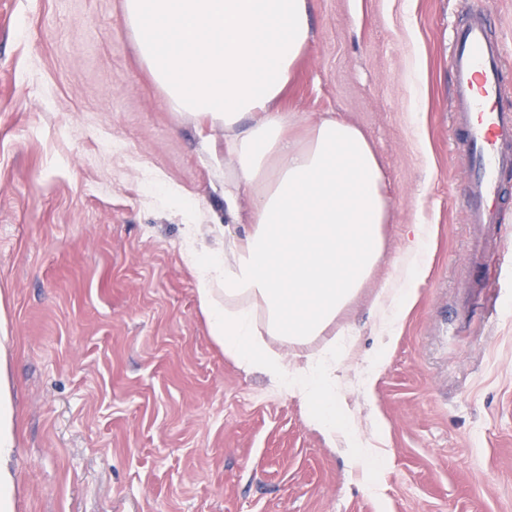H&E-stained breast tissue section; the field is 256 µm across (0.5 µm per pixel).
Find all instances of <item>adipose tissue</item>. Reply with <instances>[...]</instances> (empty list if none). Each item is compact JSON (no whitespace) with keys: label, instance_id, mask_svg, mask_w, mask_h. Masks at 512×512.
<instances>
[{"label":"adipose tissue","instance_id":"1","mask_svg":"<svg viewBox=\"0 0 512 512\" xmlns=\"http://www.w3.org/2000/svg\"><path fill=\"white\" fill-rule=\"evenodd\" d=\"M141 60L172 111L205 117L224 131L222 248L189 250L197 299L210 335L241 366L270 375L300 399L312 424L333 435L346 426L333 389L336 357L352 328L334 330L384 251L390 219L384 172L363 131L326 113L305 140L288 135L278 103L311 38L309 0H124ZM254 199L242 214L244 190ZM248 223L244 235L232 225ZM401 286L382 310L393 335L424 277L426 226L412 228ZM266 312L258 328L253 304ZM292 342L330 337L304 366H290L266 336ZM9 337L0 338V512H16L15 411Z\"/></svg>","mask_w":512,"mask_h":512}]
</instances>
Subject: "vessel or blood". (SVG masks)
Masks as SVG:
<instances>
[{"mask_svg":"<svg viewBox=\"0 0 512 512\" xmlns=\"http://www.w3.org/2000/svg\"><path fill=\"white\" fill-rule=\"evenodd\" d=\"M490 18L486 0L472 5L466 20L454 29L448 51L450 118L469 158L464 205L475 229L470 255L476 264L502 228L500 179L512 170V112L499 106L504 49L489 35Z\"/></svg>","mask_w":512,"mask_h":512,"instance_id":"obj_1","label":"vessel or blood"}]
</instances>
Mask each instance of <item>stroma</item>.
<instances>
[{
  "label": "stroma",
  "instance_id": "obj_1",
  "mask_svg": "<svg viewBox=\"0 0 512 512\" xmlns=\"http://www.w3.org/2000/svg\"><path fill=\"white\" fill-rule=\"evenodd\" d=\"M470 0H310L280 106L293 133L359 126L386 175L384 252L338 315L336 404L357 467L267 374L211 339L187 247L224 215L198 118L173 112L123 0H0V336L19 448L16 512H512V180L505 236L468 261L466 155L449 127V37ZM512 111V0H492ZM122 145L99 155L101 140ZM179 186L185 202L165 200ZM428 268L395 335L412 225ZM385 361L373 385L364 378Z\"/></svg>",
  "mask_w": 512,
  "mask_h": 512
}]
</instances>
